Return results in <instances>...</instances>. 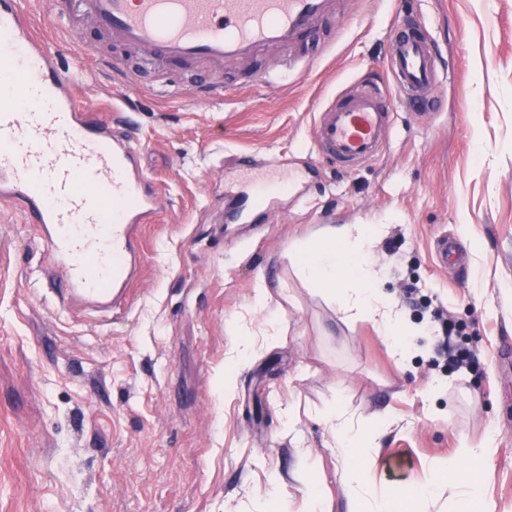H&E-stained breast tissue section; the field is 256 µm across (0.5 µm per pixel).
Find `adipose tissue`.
<instances>
[{
  "label": "adipose tissue",
  "instance_id": "1",
  "mask_svg": "<svg viewBox=\"0 0 512 512\" xmlns=\"http://www.w3.org/2000/svg\"><path fill=\"white\" fill-rule=\"evenodd\" d=\"M374 224H352L320 229L315 241L297 252V272L301 278L322 292L341 313L373 321L396 363H403L408 352L407 322L380 291L365 263L363 248L378 234ZM331 434V450L342 461L341 479L353 492L369 497L372 512H396L398 502L425 498L422 489L400 488L395 498L375 496L363 461L374 450L376 429L364 426L342 407L332 406L324 414ZM494 437L482 446L461 444L447 469L450 479L445 488L449 500L464 498L477 504L479 512H496V505L484 499L482 485L466 472V465L487 463Z\"/></svg>",
  "mask_w": 512,
  "mask_h": 512
}]
</instances>
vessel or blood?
<instances>
[{"mask_svg":"<svg viewBox=\"0 0 512 512\" xmlns=\"http://www.w3.org/2000/svg\"><path fill=\"white\" fill-rule=\"evenodd\" d=\"M333 0H60L124 44L172 62L220 65L315 36ZM389 71L406 96L429 100L442 81L431 41L409 21L392 29ZM0 80L33 88L27 107L0 103V196L18 200L66 275L68 295L120 312L137 273L136 231L151 222L157 194L136 161L131 136L96 120L61 75L20 0H0ZM395 114L379 84L362 81L333 97L314 126L321 154L351 169L376 160Z\"/></svg>","mask_w":512,"mask_h":512,"instance_id":"obj_1","label":"vessel or blood"}]
</instances>
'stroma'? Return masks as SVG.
I'll use <instances>...</instances> for the list:
<instances>
[{"mask_svg": "<svg viewBox=\"0 0 512 512\" xmlns=\"http://www.w3.org/2000/svg\"><path fill=\"white\" fill-rule=\"evenodd\" d=\"M334 2L333 27L316 39L216 67L143 59L81 12L23 0L88 107L134 134L160 209L140 227L141 274L112 314L60 304L63 272L0 197V512H262L259 457L289 482L292 512L308 480L328 512H361L327 447L321 415L334 404L381 424L379 493L430 489L406 512H455L432 477L497 425L482 484L496 512H512V0ZM405 20L425 29L446 72L432 114L417 117L387 86L390 146L343 170L314 145L317 114L386 76L389 32ZM111 57L119 66L103 67ZM216 77L224 98L198 97ZM244 150L260 165L239 169ZM257 186L268 192L247 221L225 213V193ZM327 224L382 225L364 251L412 327L405 365L372 322L297 276V245ZM443 236L465 269L438 266ZM260 283L266 312L253 302ZM443 311L472 368L450 371L437 355ZM241 334L255 352L226 390Z\"/></svg>", "mask_w": 512, "mask_h": 512, "instance_id": "stroma-1", "label": "stroma"}]
</instances>
